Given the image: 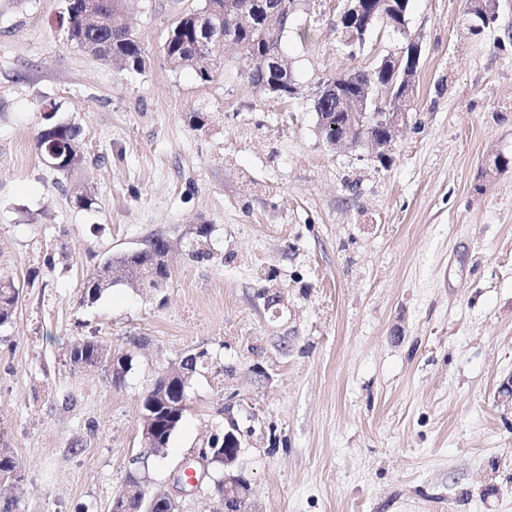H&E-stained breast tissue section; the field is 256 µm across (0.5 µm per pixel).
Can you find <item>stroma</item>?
I'll return each instance as SVG.
<instances>
[{"label":"stroma","instance_id":"obj_1","mask_svg":"<svg viewBox=\"0 0 512 512\" xmlns=\"http://www.w3.org/2000/svg\"><path fill=\"white\" fill-rule=\"evenodd\" d=\"M204 0H127L147 56L133 73L66 39V0H0V277L20 285L0 327V482L19 512H110L139 452L141 401L163 370L208 350L190 408L140 471L149 493L236 420L243 512H512V0L474 37L466 0H409L397 32L355 53L339 0H305L281 39L298 93L266 95L239 50L209 82L162 45ZM422 45L411 119L386 162L331 146L318 84ZM81 129L62 173L37 147L43 113ZM92 199L90 208L77 196ZM209 259L184 250L200 225ZM162 235L172 277L150 294L108 257ZM274 281H267V273ZM133 356L113 380L72 344ZM97 270H98L100 282H103V280H104V284L108 285V283L110 281H112V274H111L110 270L106 269L105 273L102 275H101V269L98 268ZM100 282L97 279L91 278L90 275L85 279V281L82 282V284H81V287L83 290L82 301L84 303L93 304V303L97 302L100 299V297L103 295V293L108 288H110L112 286L111 285L109 287L104 288ZM68 353L71 356L74 367L83 368L86 366H100L98 365V356L102 353L111 355L112 348L99 340L83 339L74 343Z\"/></svg>","mask_w":512,"mask_h":512}]
</instances>
